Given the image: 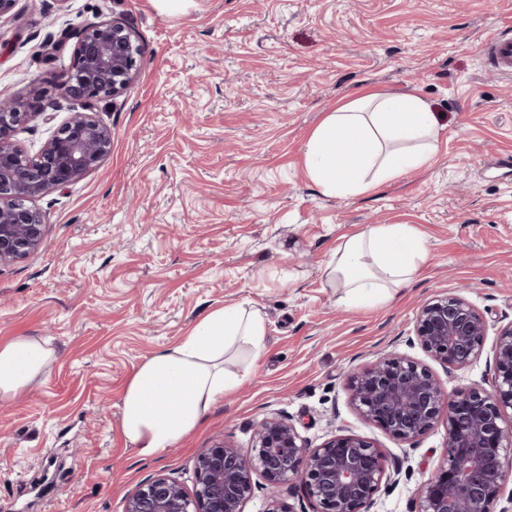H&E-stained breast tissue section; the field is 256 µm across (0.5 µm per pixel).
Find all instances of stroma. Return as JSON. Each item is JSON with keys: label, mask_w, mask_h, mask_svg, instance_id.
Listing matches in <instances>:
<instances>
[{"label": "stroma", "mask_w": 512, "mask_h": 512, "mask_svg": "<svg viewBox=\"0 0 512 512\" xmlns=\"http://www.w3.org/2000/svg\"><path fill=\"white\" fill-rule=\"evenodd\" d=\"M117 20L143 48L139 76L98 100L112 152L38 202L41 247L0 266V341H51L48 370L0 401V512H124L166 474L186 491L196 456L250 447L261 420L292 422L309 447L348 432L384 448L400 474L369 512H412L445 431L400 442L352 408L351 369L398 354L445 390L485 385L512 322V77L480 43L512 26V0H16L0 16V94L39 89L44 110L14 141L29 153L83 110L63 98L62 32ZM415 93L444 131L422 167L363 195H327L306 143L326 112L362 90ZM373 224H408L428 259L374 308L341 304L322 268ZM486 317L479 358L448 371L414 341L417 311L446 293ZM249 301L264 349L248 379L177 447L143 457L120 430L138 365L203 315Z\"/></svg>", "instance_id": "1"}]
</instances>
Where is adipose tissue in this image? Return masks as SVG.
I'll list each match as a JSON object with an SVG mask.
<instances>
[{
	"label": "adipose tissue",
	"instance_id": "adipose-tissue-1",
	"mask_svg": "<svg viewBox=\"0 0 512 512\" xmlns=\"http://www.w3.org/2000/svg\"><path fill=\"white\" fill-rule=\"evenodd\" d=\"M441 131L437 112L419 96L369 93L324 116L308 140L306 169L325 194L361 195L425 164ZM427 259L425 242L412 226L376 224L349 239L325 274L342 288L341 303L367 307L388 300ZM266 334L259 309L227 304L195 322L173 346L147 357L122 396L126 443L144 457L178 445L248 377ZM54 358L43 338L0 343V399L27 388Z\"/></svg>",
	"mask_w": 512,
	"mask_h": 512
}]
</instances>
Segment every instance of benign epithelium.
Returning a JSON list of instances; mask_svg holds the SVG:
<instances>
[{
    "label": "benign epithelium",
    "instance_id": "7a95c632",
    "mask_svg": "<svg viewBox=\"0 0 512 512\" xmlns=\"http://www.w3.org/2000/svg\"><path fill=\"white\" fill-rule=\"evenodd\" d=\"M141 52L119 21L83 29L60 90L85 99V111L71 113L34 155L12 136L42 112L41 95L0 98V265L41 245L45 224L36 201L78 181L111 151L112 131L96 119L93 105L134 80ZM486 327L469 300L446 293L419 308L414 333L434 361L464 370L482 354ZM348 390L356 413L399 441L445 429L446 444L417 488L413 512H505L499 500L512 481V323L498 332L485 387L448 393L428 367L394 354L352 372ZM257 476L269 492L266 512H285L276 493L293 481L303 485L313 512H368L390 480L386 455L374 442L347 433L310 448L294 424L267 418L251 447L226 440L200 453L192 493L161 475L128 497L125 512H246Z\"/></svg>",
    "mask_w": 512,
    "mask_h": 512
}]
</instances>
